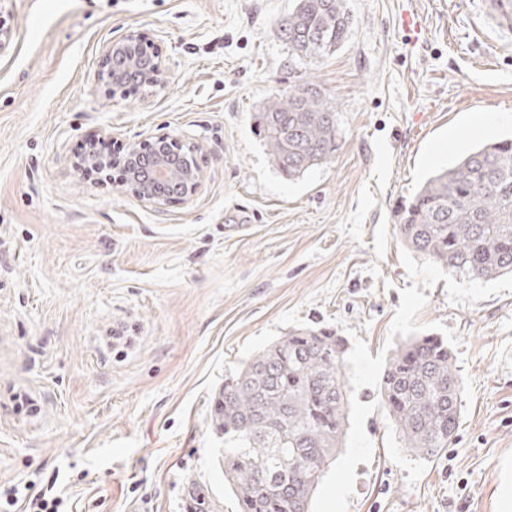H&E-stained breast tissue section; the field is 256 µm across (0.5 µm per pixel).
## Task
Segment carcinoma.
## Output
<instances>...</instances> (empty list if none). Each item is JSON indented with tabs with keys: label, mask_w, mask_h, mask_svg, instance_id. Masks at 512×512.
<instances>
[{
	"label": "carcinoma",
	"mask_w": 512,
	"mask_h": 512,
	"mask_svg": "<svg viewBox=\"0 0 512 512\" xmlns=\"http://www.w3.org/2000/svg\"><path fill=\"white\" fill-rule=\"evenodd\" d=\"M276 31L300 63L329 56L348 38L345 0H294ZM252 120L271 163L290 179L336 154V105L302 74ZM396 217L409 249L462 279L512 273V139L436 170ZM345 352V339L330 329H295L224 379L215 422L224 431V482L238 507L310 512L347 433ZM462 386L439 336H416L393 353L381 403L409 452L431 459L448 448L460 424Z\"/></svg>",
	"instance_id": "cac0c4a2"
}]
</instances>
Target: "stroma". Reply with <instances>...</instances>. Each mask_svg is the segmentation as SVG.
I'll return each instance as SVG.
<instances>
[{
  "label": "stroma",
  "mask_w": 512,
  "mask_h": 512,
  "mask_svg": "<svg viewBox=\"0 0 512 512\" xmlns=\"http://www.w3.org/2000/svg\"><path fill=\"white\" fill-rule=\"evenodd\" d=\"M291 3L0 0V497L237 512L215 398L257 350L327 327L347 341L349 428L312 512H512V275L459 279L394 217L433 170L512 133V44L476 0H346V42L305 67L338 149L291 180L251 118L293 79L275 29ZM133 31L166 84L115 97L100 52ZM160 136L199 145L193 201L157 207L74 166L88 140ZM424 334L463 379L460 426L429 460L379 395Z\"/></svg>",
  "instance_id": "stroma-1"
}]
</instances>
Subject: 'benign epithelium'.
<instances>
[{
	"instance_id": "7a95c632",
	"label": "benign epithelium",
	"mask_w": 512,
	"mask_h": 512,
	"mask_svg": "<svg viewBox=\"0 0 512 512\" xmlns=\"http://www.w3.org/2000/svg\"><path fill=\"white\" fill-rule=\"evenodd\" d=\"M142 44V36L133 32L122 41L110 42L103 47L98 79L108 82L112 86V93L119 95L124 93L127 83L121 80V73L131 67L142 69L140 85L159 88L164 85L166 70L162 61L145 54L142 51ZM172 143L174 140L168 137H159L147 148L136 145L124 146L119 151V155L113 157H104L90 147L78 155L77 166L85 171L101 173L120 161L129 170L128 179L123 182L125 190L145 202L161 205L167 202V199L156 196L132 173V166L136 160L152 154L154 155L151 161L153 180L159 183H177V187L180 188L178 197L189 200L202 189L205 181L204 172L198 165L190 169L173 166L171 157L159 152L161 146Z\"/></svg>"
}]
</instances>
